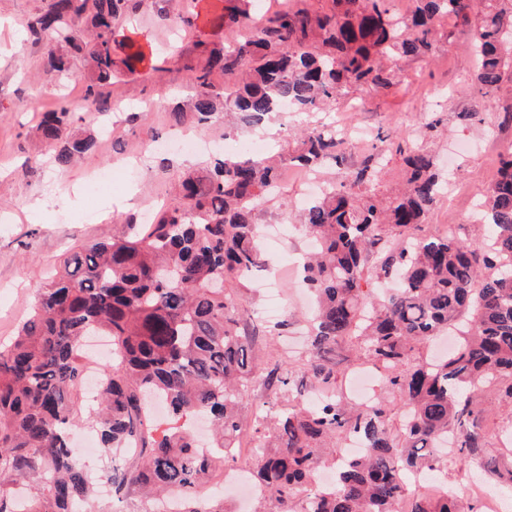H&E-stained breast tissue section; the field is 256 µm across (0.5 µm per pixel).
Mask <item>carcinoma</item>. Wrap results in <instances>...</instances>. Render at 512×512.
<instances>
[{
    "label": "carcinoma",
    "mask_w": 512,
    "mask_h": 512,
    "mask_svg": "<svg viewBox=\"0 0 512 512\" xmlns=\"http://www.w3.org/2000/svg\"><path fill=\"white\" fill-rule=\"evenodd\" d=\"M503 2L413 0L410 15L399 17L389 0H333L328 13L286 9L256 28L247 4L227 0L232 47L193 71L194 93L172 112L174 122L208 124L237 114L257 126L284 104L295 112L331 107L351 88L386 85L385 58L426 55L448 15L476 20L474 86L488 97L512 77V6ZM126 7L127 0H49L30 28L35 40L50 44L47 73L64 77L72 54L88 57L93 77L84 101L97 112L112 106L103 90L114 77L112 21ZM216 70L224 74L222 86L213 82ZM78 120L63 104L33 129L55 149L59 166L94 146L88 136L67 135ZM386 150L405 155L409 169L388 202L370 193L373 171L366 165L300 213L314 241L303 281L317 309L309 357L297 371L276 362L254 378L248 332L229 287L261 262L255 210L280 186L278 160L243 151L218 159L207 175L184 179L146 229L128 223L118 235L72 249L38 290L13 343L0 349V512L90 507L92 478L69 431L83 398L81 340L91 332L112 338L115 358L98 388L100 442L120 457L128 442L140 443L132 463L106 472L117 497L136 487L160 504L178 494L184 512H223L207 506L201 489L236 462L244 403L258 384L284 393L275 417L258 410L251 418L265 445L252 448L257 465L250 478L280 512H397L402 501L405 512H457L446 487L405 496L404 474L441 471L459 458L512 491V450L488 454V410L474 403L488 387L512 400V153L480 202L490 234L474 246L410 233L436 203L439 175L420 147L392 142ZM346 157L336 136L306 128L289 161L310 168ZM373 254L377 285L366 293ZM448 329L458 336L449 355L415 354ZM345 337L380 369L381 390L404 409L399 427L389 424L383 397L364 409L336 394L338 372L324 354ZM310 388L325 394L317 405L305 401ZM154 399L177 421L211 417L214 452H202L189 427L160 429L150 416ZM450 434L451 455L442 443ZM350 436L363 440L364 455L341 464L333 490L315 489L320 454L328 442ZM19 479L35 480L22 507L3 488Z\"/></svg>",
    "instance_id": "obj_1"
}]
</instances>
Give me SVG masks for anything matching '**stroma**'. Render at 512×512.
<instances>
[{
  "instance_id": "1",
  "label": "stroma",
  "mask_w": 512,
  "mask_h": 512,
  "mask_svg": "<svg viewBox=\"0 0 512 512\" xmlns=\"http://www.w3.org/2000/svg\"><path fill=\"white\" fill-rule=\"evenodd\" d=\"M204 10L193 25H186L188 0H128L124 15L115 22L112 58L118 72L110 87L112 99L130 106L145 105L132 115L100 114L83 110L82 122L71 132L97 135L92 150L67 167L54 164L51 149L29 136L39 113L58 108L61 98L80 104L83 80L91 70L84 57L73 60V74L62 86L51 83L44 71L47 45L33 40L27 28L45 12L48 0H0V343L8 342L30 312L36 288L75 245L112 236L126 218H139L151 199L168 198L175 178L204 174L212 152L168 154L167 167L151 158L147 169L134 175L116 171L114 184L88 196L92 174L112 161L131 158L141 149L180 133L169 117L181 104L191 69L205 64L206 49L227 46L224 0H202ZM473 29L457 22L440 26L432 53L424 59L394 58L387 69L391 83L382 90L352 89L336 104L350 111L353 121L367 131L344 166L321 167L327 179L343 180L367 160H376L371 183L382 198L403 183L401 155L382 153L380 136L390 135L431 150L440 174L454 172L456 185L441 195L417 233L439 236L444 225L471 244L481 243L487 225L474 217L472 204L485 195L498 173L500 158L512 152V78L484 100L482 122L461 121L460 112L474 104L475 58L469 49ZM318 126L333 129L331 115L323 111L276 114L261 125L225 129L217 122L197 128V135L220 143L225 136L244 143L262 139L269 150L286 154L294 147L295 131ZM457 152L455 169H448L450 152ZM304 171L288 165L282 170L277 196L260 206L255 222L260 227L294 222L297 208L307 199ZM298 240L266 242L261 268L235 282L239 315L264 302V265H285L279 293L284 315L292 324L286 334L266 335L265 321L257 330L253 351L257 366L283 351L292 361L307 357L303 318L311 300L297 287L288 254Z\"/></svg>"
}]
</instances>
